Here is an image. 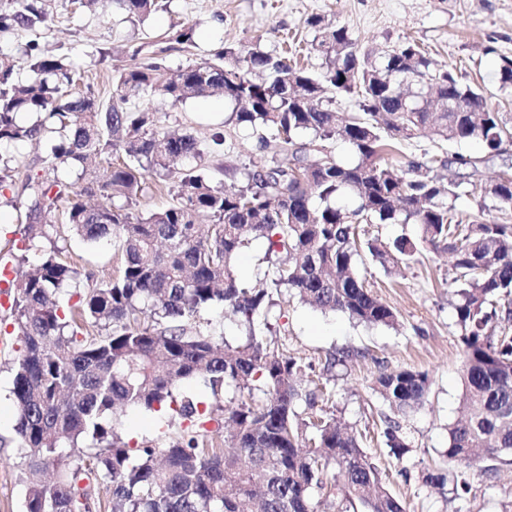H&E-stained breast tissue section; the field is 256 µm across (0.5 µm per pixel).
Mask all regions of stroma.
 <instances>
[{
    "instance_id": "obj_1",
    "label": "stroma",
    "mask_w": 512,
    "mask_h": 512,
    "mask_svg": "<svg viewBox=\"0 0 512 512\" xmlns=\"http://www.w3.org/2000/svg\"><path fill=\"white\" fill-rule=\"evenodd\" d=\"M158 11L145 24L121 22L112 0L89 10L73 0H53L51 18L39 33L49 48H63L81 66L76 92L88 90L106 97L112 92L115 68L128 61V47L140 45L143 56L163 53L171 71L189 61L209 57L225 45L260 42L268 51L287 52L291 61L312 73L324 60L307 20L319 15L346 26L362 48L389 50L404 40L416 42L434 65L454 71L462 81L478 85L487 105L512 123V90L501 88L499 67L512 60V0H159ZM194 30L192 43L162 50L159 37L173 28ZM161 128L193 134L207 141L222 129L221 154H205L202 165L225 185H236L258 147L256 139L225 125L229 105L218 96L172 104L157 97L151 102ZM19 171L0 192V260L17 262L23 246L27 198L22 185L29 175L44 174L43 148L18 147ZM65 255L99 284L112 278L120 255L111 241L91 245L76 238L64 243ZM366 283L383 302L395 308L394 327L366 326L340 312L322 313L290 304L276 332L264 334L270 346L312 364L321 377L326 354L358 351L348 365L336 367L329 387L334 396L324 409L357 431H372L362 449L369 460L390 474L391 491L407 512H502L512 501V464L492 474L471 469L473 492L450 499L447 490L425 483L428 471L447 468L448 428L460 415L462 361L455 306L451 257L443 249L423 248L420 262L401 276L388 274L365 260ZM21 342L8 309L0 307V512H22L25 485L21 472L25 452L14 441L16 411L9 361ZM409 368L427 372L430 387L425 403L410 414L411 448L403 458L389 455L375 431L387 406L371 389L379 371Z\"/></svg>"
}]
</instances>
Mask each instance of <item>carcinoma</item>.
<instances>
[{
  "instance_id": "obj_1",
  "label": "carcinoma",
  "mask_w": 512,
  "mask_h": 512,
  "mask_svg": "<svg viewBox=\"0 0 512 512\" xmlns=\"http://www.w3.org/2000/svg\"><path fill=\"white\" fill-rule=\"evenodd\" d=\"M113 2L132 23L158 7ZM49 19V0H0V33H36ZM308 24L319 34V76L257 43L228 45L173 76L159 56L125 67L106 100L72 93L78 68L36 39L0 53V188L15 161L6 149L42 143L47 164L46 176L23 183L25 251L37 260L18 271L10 306L22 342L11 364L27 458L23 512H89L95 490L109 494L112 512H406L365 459L360 433L333 417L306 422L331 393L310 387L299 360L264 342L255 318L277 321L296 298L394 326L396 311L366 288L360 264L367 253L396 274L420 242L452 254L463 368L462 417L448 430L452 468L425 481L460 499L471 467L492 473L512 453V179L443 183L436 166L475 172L484 162L460 153L400 167L385 160L422 134L439 145L478 140L496 154L512 126L479 88L432 68L416 43L362 54L346 27L318 16ZM216 93L232 106L228 123L274 147L230 190L190 164L203 157L201 143L160 129L150 107L156 95L180 103ZM338 95L357 110L338 116ZM450 100L461 111H448ZM338 141L353 160L338 158ZM92 159L106 164L102 181L75 189L74 172ZM149 175L171 202L142 214L134 206ZM463 195L475 210L457 208ZM61 202L65 224L56 221ZM491 208L500 216L486 218ZM374 224H417L420 242L360 239L358 228ZM68 232L115 240L121 265L110 280L74 289L78 302L65 307L79 275L57 246ZM259 240L271 271L250 285L235 263ZM214 305L245 335L231 343L201 322ZM192 380L211 402L183 389ZM375 385L390 409L379 415L386 445L400 459L411 448L402 418L424 401L428 374L385 370ZM128 408L160 414L176 435L160 447L129 446L114 428ZM211 421L224 431L207 428ZM88 438L94 447L83 446ZM63 451L66 469L41 480Z\"/></svg>"
}]
</instances>
